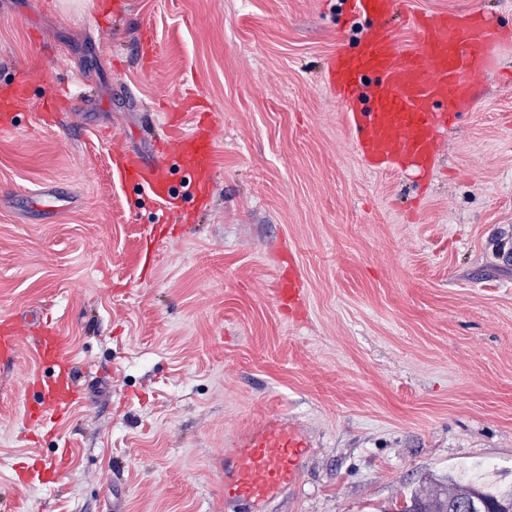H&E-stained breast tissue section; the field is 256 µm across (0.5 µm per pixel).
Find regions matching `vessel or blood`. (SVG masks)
Masks as SVG:
<instances>
[{
    "label": "vessel or blood",
    "instance_id": "obj_1",
    "mask_svg": "<svg viewBox=\"0 0 512 512\" xmlns=\"http://www.w3.org/2000/svg\"><path fill=\"white\" fill-rule=\"evenodd\" d=\"M353 16L388 18L398 0H346ZM418 44L398 47L393 27L372 29L353 55L334 54L328 84L339 97L363 103L362 111L344 121L364 162L379 170L430 169L440 151V132L451 113L474 97L477 81L490 70L500 42L512 35L492 28L478 11L433 13L414 18ZM213 131L190 136L169 134L166 159L149 163L135 154L117 153L113 173L139 178L153 194L167 183L169 161L190 175L195 191H203ZM24 338L17 324L0 323V357L12 359ZM37 355L51 362L53 373L42 396L39 421L61 419L80 393L67 370L68 361L53 329L36 342ZM311 443L294 423L281 416L261 420L242 434L224 456V500L247 512H267L270 503L298 482L300 462Z\"/></svg>",
    "mask_w": 512,
    "mask_h": 512
}]
</instances>
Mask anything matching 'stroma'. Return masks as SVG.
<instances>
[{
	"label": "stroma",
	"instance_id": "35a3bbf8",
	"mask_svg": "<svg viewBox=\"0 0 512 512\" xmlns=\"http://www.w3.org/2000/svg\"><path fill=\"white\" fill-rule=\"evenodd\" d=\"M471 9L512 31V0H401L392 25ZM365 33L345 0H0V95L34 77L0 130V321L27 330L0 512H225L224 453L271 414L313 450L270 512L512 486V41L422 180L364 165L324 79ZM171 124L213 128L206 198L175 166L166 202L112 175ZM292 263L299 320L272 300ZM45 315L84 390L53 428L24 417Z\"/></svg>",
	"mask_w": 512,
	"mask_h": 512
}]
</instances>
